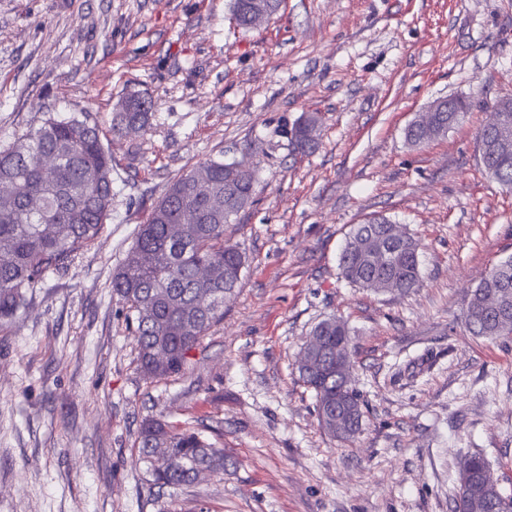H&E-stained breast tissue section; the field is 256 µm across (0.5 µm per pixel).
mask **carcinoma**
Masks as SVG:
<instances>
[{
  "instance_id": "obj_1",
  "label": "carcinoma",
  "mask_w": 512,
  "mask_h": 512,
  "mask_svg": "<svg viewBox=\"0 0 512 512\" xmlns=\"http://www.w3.org/2000/svg\"><path fill=\"white\" fill-rule=\"evenodd\" d=\"M470 103L456 98V111L435 113L439 127L463 116ZM154 100L130 93L112 113V131L146 130ZM319 119L309 113L292 130L298 150L316 144ZM488 173L512 188V153L495 149L481 157ZM256 175L238 162L209 160L180 175L139 225L127 259L112 273V296L133 313L138 368L148 379L181 373L209 330L224 318V305L237 294L246 253L224 241V226L253 201ZM0 327L13 323L28 294L46 277L66 269L81 251L97 244L112 221V158L89 112L42 123L18 141L0 148ZM225 199L216 209L212 199ZM393 222L377 216L354 225L339 257L342 277L372 290L390 286L409 293L419 285V243ZM474 336L512 335V261L502 262L470 294L462 312ZM317 345L305 343L299 376L316 398L320 426L340 441L362 428L364 403L352 380L336 370V350L353 359L349 330L334 316L311 331ZM138 459L156 485H190L203 471L226 470L224 449L201 429L161 419L143 421ZM512 499L494 479L480 453L460 462V483L453 512H503Z\"/></svg>"
}]
</instances>
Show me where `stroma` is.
I'll return each instance as SVG.
<instances>
[{"mask_svg": "<svg viewBox=\"0 0 512 512\" xmlns=\"http://www.w3.org/2000/svg\"><path fill=\"white\" fill-rule=\"evenodd\" d=\"M157 102L152 128L110 129L117 101ZM512 94V0H282L236 27L232 0H0V147L44 113L89 112L112 153V222L0 329V512H451L479 453L512 494V339L470 336L467 296L512 258V190L478 130ZM471 110L425 145L432 101ZM321 118L318 146L289 131ZM208 159L257 171L224 236L239 291L184 371L151 381L112 296L113 270L166 186ZM390 217L421 243L413 291L342 278L353 225ZM351 330L366 403L347 442L319 425L295 363L321 320ZM206 429L235 466L180 488L136 464L147 418ZM319 119L314 113H309L300 118L292 130V138L298 150L306 152L316 144L315 133Z\"/></svg>", "mask_w": 512, "mask_h": 512, "instance_id": "1", "label": "stroma"}]
</instances>
